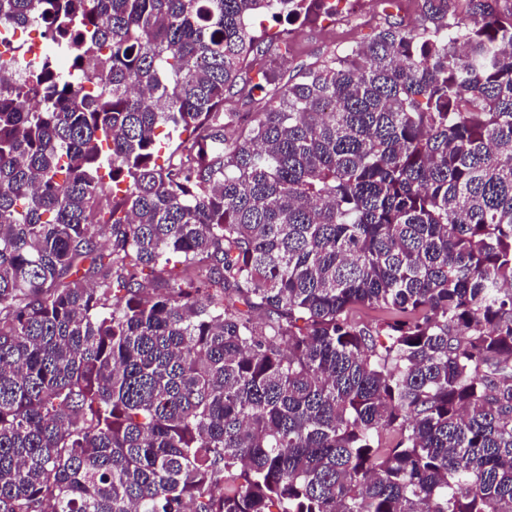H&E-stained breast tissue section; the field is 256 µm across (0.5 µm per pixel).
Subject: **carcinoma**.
<instances>
[{
    "mask_svg": "<svg viewBox=\"0 0 512 512\" xmlns=\"http://www.w3.org/2000/svg\"><path fill=\"white\" fill-rule=\"evenodd\" d=\"M417 2L0 0V512H512V0ZM353 3L346 0L336 1V12L320 14L310 25L288 24L285 18L273 21L270 18H258L263 21L268 36L276 39L279 33L287 29L297 34L292 42V55L283 65V83L294 76L300 67L318 62L334 49L363 44L369 40L373 30L384 23L386 13L393 16L391 21L403 20L404 24L414 26L418 20L415 0H397L389 6L380 0H361Z\"/></svg>",
    "mask_w": 512,
    "mask_h": 512,
    "instance_id": "1",
    "label": "carcinoma"
}]
</instances>
